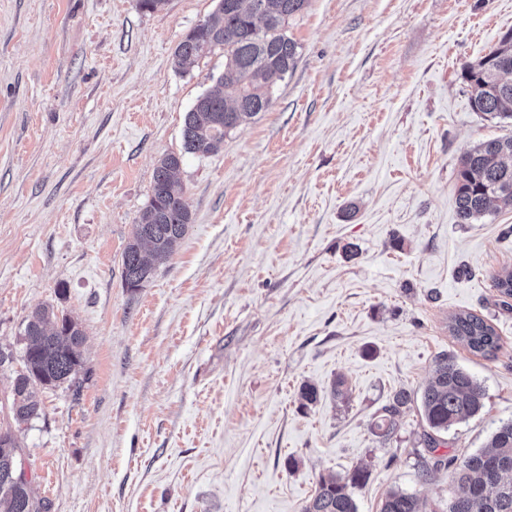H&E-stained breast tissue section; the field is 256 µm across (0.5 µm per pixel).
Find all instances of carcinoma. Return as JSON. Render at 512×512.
<instances>
[{
  "instance_id": "1",
  "label": "carcinoma",
  "mask_w": 512,
  "mask_h": 512,
  "mask_svg": "<svg viewBox=\"0 0 512 512\" xmlns=\"http://www.w3.org/2000/svg\"><path fill=\"white\" fill-rule=\"evenodd\" d=\"M308 0H218L214 16L191 29L175 49L180 65L192 64L220 48L231 78L218 80V88L199 96L186 112L184 149L192 154H213L230 129L267 111L276 85L293 71L299 45L288 37V20L301 13ZM473 111L489 119L512 120V31L475 63L464 67ZM181 157L164 156L157 164L151 199L141 211L133 238L122 255L124 286L136 291L165 264L174 244L191 224L184 188L176 178ZM512 207V136L484 140L464 155L455 183L458 223L473 224L491 204ZM503 305L512 299V270L495 276ZM448 332L470 351L494 357L501 349L495 328L472 313L450 317ZM23 367L12 390L10 413L15 423L27 424L42 413L39 391L66 388L76 391L86 376L79 351L84 333L70 316L58 315L52 305L34 309L20 333ZM482 385L446 354L438 356L432 377L421 395L427 430L420 443L427 457L422 475L448 471L446 512H512V422L500 426L486 448L460 458L437 454L444 444L438 434L448 431L484 405ZM411 393L396 391L372 423L384 441L395 432L398 417ZM19 445L11 427L0 424V512H44L30 482L18 477ZM369 472L356 467L344 476H322L303 512H357L354 490L364 487ZM380 512H427L426 503L400 490L390 492Z\"/></svg>"
}]
</instances>
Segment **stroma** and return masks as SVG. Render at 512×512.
I'll return each mask as SVG.
<instances>
[{
	"mask_svg": "<svg viewBox=\"0 0 512 512\" xmlns=\"http://www.w3.org/2000/svg\"><path fill=\"white\" fill-rule=\"evenodd\" d=\"M216 6L0 0V345L21 354L23 321L51 304L81 326L88 370L18 434L33 495L49 512H303L321 475L361 465L358 512L395 489L444 512L419 404L390 441L371 423L443 353L486 393L443 452L512 421V309L493 286L512 210L461 224L454 197L461 157L512 136L462 76L512 30V0H309L272 106L189 154L185 114L224 52L182 69L174 50ZM168 154L192 222L132 291L121 255ZM460 312L495 327L496 357L450 335Z\"/></svg>",
	"mask_w": 512,
	"mask_h": 512,
	"instance_id": "1",
	"label": "stroma"
}]
</instances>
